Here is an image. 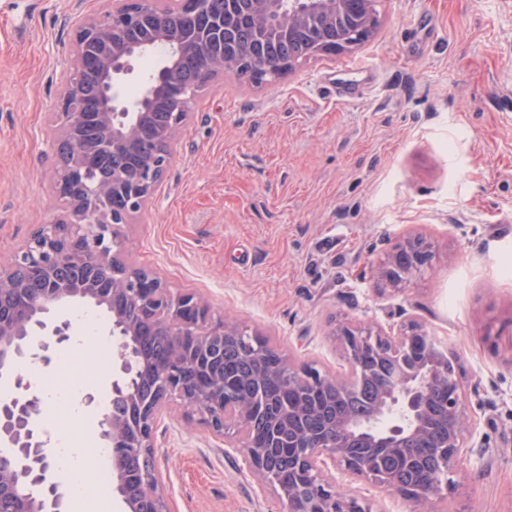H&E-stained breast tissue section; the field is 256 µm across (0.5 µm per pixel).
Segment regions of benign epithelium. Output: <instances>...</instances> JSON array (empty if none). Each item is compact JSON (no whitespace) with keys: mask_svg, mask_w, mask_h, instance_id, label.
<instances>
[{"mask_svg":"<svg viewBox=\"0 0 512 512\" xmlns=\"http://www.w3.org/2000/svg\"><path fill=\"white\" fill-rule=\"evenodd\" d=\"M201 0H112L101 16L77 19L73 26V61L70 76L59 94L63 117L54 138L56 156L66 154V178L55 189L68 202L65 213L40 226L27 244L7 263L0 262V370L18 359L47 364V352L71 340L72 324L52 325L43 315L62 302L89 299L111 313L112 328L122 344L155 332L170 338L163 360L143 357L149 389L126 390L123 379L111 382V394L138 408L137 421L121 410L104 414L101 437L112 449V476L128 512H171L162 475L153 457L158 422L172 406L196 416L211 433L222 438L235 429L243 435L245 465L269 485L281 503V512H375L372 503L344 488L329 471L338 466L349 475L375 485L388 498L408 502L425 512L461 460H471L479 423L467 411V385L458 370L442 360L447 351L415 318L384 328L377 323L342 322L330 335L350 365L345 376L322 374L282 357L294 384L305 389L347 391L361 382L360 359L370 352L392 364L387 372L371 376L378 388L372 423L360 425L342 417L317 434H298L290 458L295 478L280 476L276 452L250 439V424L267 412L250 394L234 400L224 397V369L207 370L206 382L195 385L183 378L181 368L199 364L201 357L224 350V343L241 340L243 330L229 318H217L193 292H173L153 271L134 267L113 235L145 211L163 178L180 129L190 117V102L197 93L226 73L241 76V65L222 55L212 56L198 82L184 80L179 67L164 62L148 79L141 97L122 106L113 92L116 77L131 59L163 46L183 58L194 57L224 36V14H214L203 29L189 30L179 12L193 10ZM257 25L273 22L288 30L310 25L317 18L334 24L347 13V0H255ZM153 26V41L140 37L143 26ZM379 24L374 0H363L357 27L332 45H319L315 57L334 58L368 42ZM171 97L173 111L160 123L151 110L156 94ZM434 257V243L421 234L404 235L379 260L374 278L380 292L399 294L410 280L424 272ZM49 330L35 343L33 326ZM256 335L244 341L242 353L263 367L269 342ZM26 394L0 401V438L17 448L13 464L0 462V512H63L64 479L56 468L48 443L39 438L35 423L43 400L30 392L31 383L17 380ZM447 394L444 414L434 417L429 403L436 393ZM438 428L446 436L432 449L442 471L424 474L405 492L402 484L379 468L377 458L356 459L350 454L354 439L372 449L405 453L406 440L427 438Z\"/></svg>","mask_w":512,"mask_h":512,"instance_id":"benign-epithelium-1","label":"benign epithelium"}]
</instances>
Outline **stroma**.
<instances>
[{"label": "stroma", "mask_w": 512, "mask_h": 512, "mask_svg": "<svg viewBox=\"0 0 512 512\" xmlns=\"http://www.w3.org/2000/svg\"><path fill=\"white\" fill-rule=\"evenodd\" d=\"M110 0H0V259L66 202L51 143L71 20ZM354 52L313 59L275 85L233 76L191 107L154 201L122 225L131 264L204 298L297 363L349 366L332 320L411 316L456 354L486 448L434 512H512V0H377ZM431 238V270L379 295L378 259ZM100 436L105 368L83 371ZM235 438L165 418L155 458L173 512H280Z\"/></svg>", "instance_id": "1"}]
</instances>
